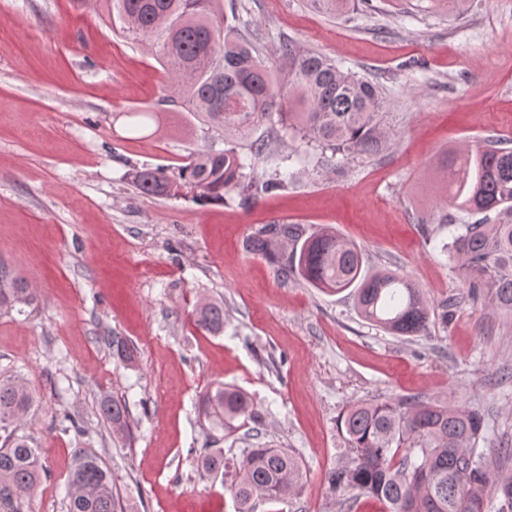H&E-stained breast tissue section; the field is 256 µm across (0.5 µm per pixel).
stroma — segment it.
I'll list each match as a JSON object with an SVG mask.
<instances>
[{"label":"stroma","mask_w":512,"mask_h":512,"mask_svg":"<svg viewBox=\"0 0 512 512\" xmlns=\"http://www.w3.org/2000/svg\"><path fill=\"white\" fill-rule=\"evenodd\" d=\"M260 57L287 40L379 84L388 146L324 169L291 165L288 189L200 205L147 196L128 173L174 167L204 147L166 101L154 52L116 36L88 0H0V274L33 288L24 313L0 312V370L34 404L23 421L46 470L24 512H67L75 449L112 472L123 512H236L229 477L199 480L203 394L223 382L263 414V442L301 462L304 487L283 512H342L327 474L351 452L353 404L402 395L481 410L488 455L512 448V318L469 294L442 251L450 152L501 140L512 149V0H361L332 17L309 0H224ZM162 115L136 138L130 113ZM329 226L364 266L410 275L432 306L427 335L362 320L348 293L282 280L245 239L271 223ZM223 302L224 331L198 330L199 298ZM131 348L129 361L107 339ZM114 398L129 436L99 414Z\"/></svg>","instance_id":"1"}]
</instances>
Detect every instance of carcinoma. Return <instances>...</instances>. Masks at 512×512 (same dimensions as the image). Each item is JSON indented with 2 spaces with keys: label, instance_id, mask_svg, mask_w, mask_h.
I'll list each match as a JSON object with an SVG mask.
<instances>
[{
  "label": "carcinoma",
  "instance_id": "cac0c4a2",
  "mask_svg": "<svg viewBox=\"0 0 512 512\" xmlns=\"http://www.w3.org/2000/svg\"><path fill=\"white\" fill-rule=\"evenodd\" d=\"M111 25L126 38L147 40L165 65L176 63L191 74L185 82L170 77V98L201 124L224 137V148L210 144L192 152L170 170L144 167L132 181L146 195L189 196L201 205H222L235 194L246 206L262 195L288 189L275 171L259 182L246 173V158H257L281 131L313 149L317 165L337 155H372L386 144L380 87L339 69L323 55L292 41L276 52L270 67L242 31L228 22L224 0H100ZM319 12L338 16L351 0H311ZM265 127L266 136L252 139ZM448 193L469 214L497 212L499 223L478 220L460 225L461 233L443 249L457 261L473 293L481 292L498 310L512 315V150L493 142L464 151L448 166ZM248 251L271 263L279 277L295 278L327 293L352 290L362 318L394 334L427 332L433 307L411 277L399 271L371 273L362 250L336 230L311 231L299 224H265L248 235ZM34 294L21 281L0 276V310L28 306ZM196 326L218 335L224 330V305L204 302L195 311ZM205 416L217 428L238 419L259 424L251 397L228 385L207 391ZM32 406L20 376L0 374V512H23L38 485L43 466L30 438L18 424ZM99 413L116 431L128 430L127 409L115 400ZM354 457L329 472L330 488L353 503L373 498L387 512H512V448H502L498 466L478 450L486 440V420L478 409L415 396L361 403L342 417ZM198 467L231 472L227 490L237 512L253 504L287 502L300 486L303 469L286 448L260 444L239 459L221 448H206ZM68 512H121L111 471L86 448L76 450L70 477Z\"/></svg>",
  "mask_w": 512,
  "mask_h": 512
}]
</instances>
